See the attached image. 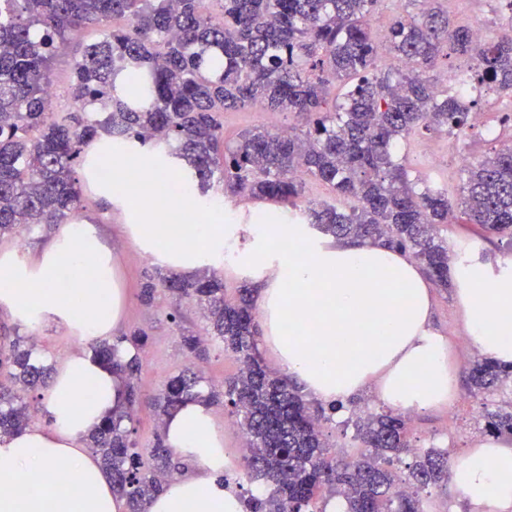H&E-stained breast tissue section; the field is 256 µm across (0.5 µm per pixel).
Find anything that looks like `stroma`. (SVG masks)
Listing matches in <instances>:
<instances>
[{
  "label": "stroma",
  "mask_w": 512,
  "mask_h": 512,
  "mask_svg": "<svg viewBox=\"0 0 512 512\" xmlns=\"http://www.w3.org/2000/svg\"><path fill=\"white\" fill-rule=\"evenodd\" d=\"M441 6L458 24L470 25L480 21L492 33L499 28L498 0H467L462 9L453 0H441ZM100 36V30L91 27L74 30L68 36L64 51L56 56L51 83L58 90L57 111H71L69 87L74 65L81 59L85 47L97 41ZM511 111V96L491 95L481 107L482 124L476 126L468 138L459 140L448 133L432 130L417 132L403 147L411 174L426 180L428 184L446 189L449 198L459 199L464 186L466 163L477 162L499 149L502 144L512 142V126L501 121L503 114ZM288 123V118L283 115L271 118L259 107H248L225 113L224 138L233 142L245 130L273 125L281 127ZM427 144L432 145L439 154L437 167H429L418 158L420 149ZM86 195L87 204L77 217L78 223L97 226L120 262L127 298L121 330L126 333L140 327L149 334L148 345L140 354L142 368L137 380L142 395H158L167 380L190 363L179 346V333L184 328L206 339L205 354L193 362L205 377V387L223 389L225 381L238 371L236 360L225 355L218 341L207 338V325L192 304H183V321L179 324L170 319L172 302L163 292H156L152 307L141 304L142 287L148 277L155 273L156 263L126 244L123 226L130 221L128 215L111 209L109 200L101 195L95 184H88ZM441 234L447 238L450 252H457L463 242L469 241L473 244L474 252L486 254L492 262L501 265L512 263V253L508 252L500 239L476 236L473 225L452 224L442 229ZM432 325L436 332L447 338L450 345L456 370L457 396L452 404L410 415L408 426L411 450L402 456L406 464L413 461L414 450L434 447L454 457L464 453L483 436V419L475 410L474 399L468 394L469 370L481 354L476 347L464 349L459 344L460 339L466 335V328L464 314L454 291L434 289ZM382 409V403L365 392L355 397L342 411L335 413L331 421L325 422L324 433L334 446V455L343 458L357 456L361 451L355 437L359 417Z\"/></svg>",
  "instance_id": "1"
}]
</instances>
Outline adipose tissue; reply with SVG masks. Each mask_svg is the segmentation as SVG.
Returning <instances> with one entry per match:
<instances>
[{
    "label": "adipose tissue",
    "instance_id": "obj_1",
    "mask_svg": "<svg viewBox=\"0 0 512 512\" xmlns=\"http://www.w3.org/2000/svg\"><path fill=\"white\" fill-rule=\"evenodd\" d=\"M103 167L102 190L133 214L125 240L143 255L190 274L237 252L234 271L255 286L260 344L308 397L341 404L369 390L403 414L454 400L448 342L432 327L430 284L408 253L371 240L334 241L312 225L283 223L272 208L247 225L155 224L162 202L120 176L136 168L151 182L165 181L164 162L117 149ZM280 240L299 245L300 254L285 256ZM451 280L470 343L511 366L512 270L473 260L454 265ZM124 308L118 264L93 225H64L26 261L0 254V318L35 331L53 325L80 342L56 368L44 422L0 439V512H56L59 503L63 512H127L84 443L106 415L127 405L124 376L88 349L115 340ZM163 435L185 468L149 512H245L238 485L224 478L235 457L209 405L183 404L167 417ZM450 478L470 512H512L511 444L493 437L474 443L452 460Z\"/></svg>",
    "mask_w": 512,
    "mask_h": 512
}]
</instances>
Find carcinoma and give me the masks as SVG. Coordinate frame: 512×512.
I'll use <instances>...</instances> for the list:
<instances>
[{"label":"carcinoma","instance_id":"cac0c4a2","mask_svg":"<svg viewBox=\"0 0 512 512\" xmlns=\"http://www.w3.org/2000/svg\"><path fill=\"white\" fill-rule=\"evenodd\" d=\"M204 0H0V239L66 224L85 207L77 170L91 172L88 148L104 141L140 148L183 174L206 194L242 192L297 207L305 178L330 186L336 203L302 211L301 219L337 239H374L413 256L439 288H448L453 257L437 226L457 217L448 190L410 179L395 160L400 141L421 129L463 139L472 111L488 91L512 94V32L477 44L437 2L418 0L414 16L386 30L398 65L378 70V45L367 20L382 0H218L222 19L203 12ZM127 27L116 28V18ZM80 26L103 31L76 62L70 86L74 108L46 106L50 63ZM472 65L438 90L427 71L440 57ZM345 93L330 97L336 83ZM288 112L304 127L246 131L224 142V113L254 103ZM461 202L466 224L509 240L512 247V146L467 168ZM173 303H194L210 335L240 363L224 392L203 391V377L187 368L171 377L152 406L159 423L187 401L219 396L246 435L247 476L263 488L248 491L246 512H314L319 491L345 502V512H427L423 492L448 480V456L434 449L414 457L408 478L400 454L410 448L408 419L388 409L357 424L365 451L335 459L321 422L336 406L314 408L286 374L268 369L258 349L253 289L224 296V279L204 268L193 276L173 270L148 281ZM188 357L203 340L180 334ZM26 336H0V370L18 393L0 390V437L25 429L35 392L51 368L34 360ZM108 368L126 375V410L86 436L112 476L128 512H148L180 468L162 436L138 448L133 413L142 405L135 380L140 357L121 361L107 340L94 347ZM512 369L483 358L469 373L482 397L506 382ZM485 431L512 438V403L485 409Z\"/></svg>","mask_w":512,"mask_h":512}]
</instances>
